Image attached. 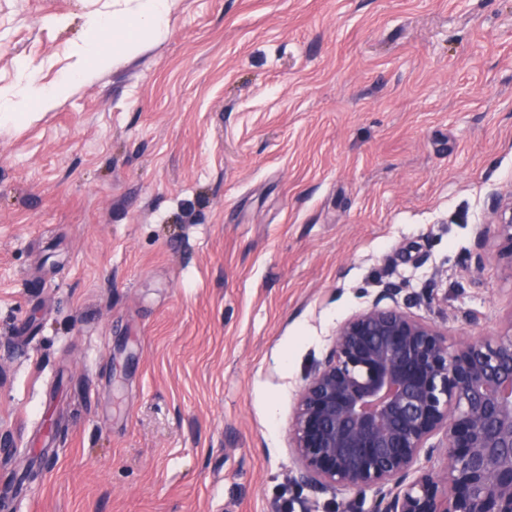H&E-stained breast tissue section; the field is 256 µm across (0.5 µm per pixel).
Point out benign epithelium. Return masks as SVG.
I'll list each match as a JSON object with an SVG mask.
<instances>
[{
  "label": "benign epithelium",
  "mask_w": 512,
  "mask_h": 512,
  "mask_svg": "<svg viewBox=\"0 0 512 512\" xmlns=\"http://www.w3.org/2000/svg\"><path fill=\"white\" fill-rule=\"evenodd\" d=\"M488 223L512 268V192ZM389 284L336 328L311 365L288 439L318 493L375 492L372 512H512V317L448 342ZM438 467L416 468L420 457Z\"/></svg>",
  "instance_id": "obj_1"
}]
</instances>
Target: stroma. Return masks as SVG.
<instances>
[{
  "instance_id": "35a3bbf8",
  "label": "stroma",
  "mask_w": 512,
  "mask_h": 512,
  "mask_svg": "<svg viewBox=\"0 0 512 512\" xmlns=\"http://www.w3.org/2000/svg\"><path fill=\"white\" fill-rule=\"evenodd\" d=\"M112 0H0V89ZM512 0H176L169 33L0 126V512H334L296 395L398 284L512 317ZM486 224H496V236L505 244L500 256L512 269V193L497 196L492 200Z\"/></svg>"
}]
</instances>
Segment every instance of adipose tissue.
<instances>
[{
  "label": "adipose tissue",
  "instance_id": "adipose-tissue-1",
  "mask_svg": "<svg viewBox=\"0 0 512 512\" xmlns=\"http://www.w3.org/2000/svg\"><path fill=\"white\" fill-rule=\"evenodd\" d=\"M115 10L109 14H92L88 17V40L77 50L79 62L71 75L58 84L43 87L38 83L35 70H27L25 88L13 93L0 90V125L33 119L36 113L55 107L76 80L88 76L91 68H105L111 55L101 46L105 35L117 40L121 55L132 58L138 55L145 43H158L168 34L169 15L173 0H135L134 8H123V0H114Z\"/></svg>",
  "mask_w": 512,
  "mask_h": 512
}]
</instances>
